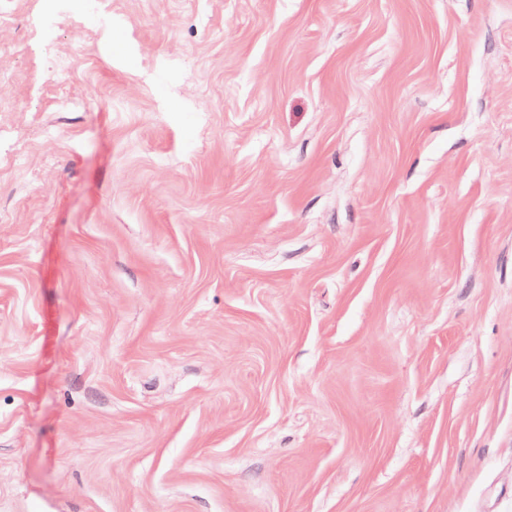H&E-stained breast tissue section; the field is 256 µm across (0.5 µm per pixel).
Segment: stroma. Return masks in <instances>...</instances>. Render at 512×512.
I'll list each match as a JSON object with an SVG mask.
<instances>
[{
	"label": "stroma",
	"instance_id": "1",
	"mask_svg": "<svg viewBox=\"0 0 512 512\" xmlns=\"http://www.w3.org/2000/svg\"><path fill=\"white\" fill-rule=\"evenodd\" d=\"M106 5L0 29V512H512V0Z\"/></svg>",
	"mask_w": 512,
	"mask_h": 512
}]
</instances>
